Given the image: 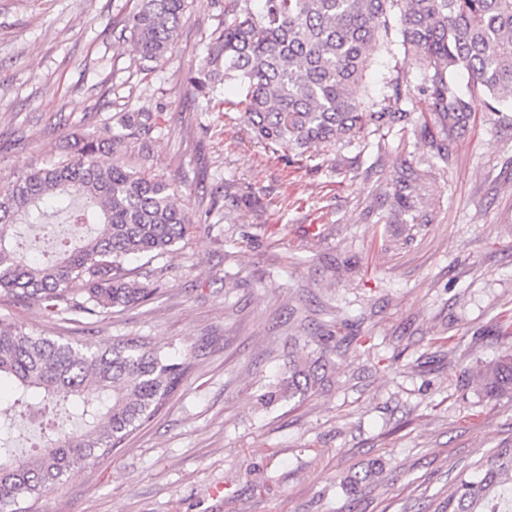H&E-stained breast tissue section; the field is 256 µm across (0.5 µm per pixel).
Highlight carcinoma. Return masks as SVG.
Segmentation results:
<instances>
[{
    "label": "carcinoma",
    "mask_w": 512,
    "mask_h": 512,
    "mask_svg": "<svg viewBox=\"0 0 512 512\" xmlns=\"http://www.w3.org/2000/svg\"><path fill=\"white\" fill-rule=\"evenodd\" d=\"M226 0L224 29L210 44L192 80L207 100L228 80L242 89L240 119L254 138L300 157L318 146L352 142L409 119L401 108L410 90L369 95L364 66L395 18L404 58L422 66L427 111L421 123L398 130L436 148L437 138L467 128L474 112L512 101V0ZM187 0H139L122 32L140 59L158 62L172 49ZM468 73L462 90L458 74ZM149 112L124 116L125 134L80 138L71 157L35 168L0 193V294L35 301L57 314L108 317L147 300L123 267L131 256L157 257L186 242L201 225L176 202L178 189L162 178L127 168V138L147 135ZM112 153L105 166L101 155ZM423 184L410 161L392 182L391 222L416 221ZM316 357L291 362L270 397H305L331 382L324 344ZM146 337H118L105 350L37 336L0 319V512H37L49 488L79 464L111 454L155 418L193 366ZM477 386L489 400L512 398V350L485 364ZM37 407L46 445L19 454L8 415ZM433 512H512V442L466 467L453 491L431 501Z\"/></svg>",
    "instance_id": "cac0c4a2"
}]
</instances>
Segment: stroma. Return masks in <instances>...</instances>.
<instances>
[{
  "mask_svg": "<svg viewBox=\"0 0 512 512\" xmlns=\"http://www.w3.org/2000/svg\"><path fill=\"white\" fill-rule=\"evenodd\" d=\"M137 0H0V192L66 159L72 135L122 133L151 112L131 169L179 190L200 229L126 262L151 298L112 317L0 297V318L84 347L146 336L194 348L181 389L111 455L78 466L39 512H420L512 440V401L475 375L512 348V111L478 109L445 159L396 132L285 156L254 139L236 82L195 99L224 0H188L166 62L121 37ZM432 162L424 224L381 195L403 159ZM333 334L336 373L305 398L260 402L291 337ZM375 466L357 490L344 477Z\"/></svg>",
  "mask_w": 512,
  "mask_h": 512,
  "instance_id": "1",
  "label": "stroma"
}]
</instances>
